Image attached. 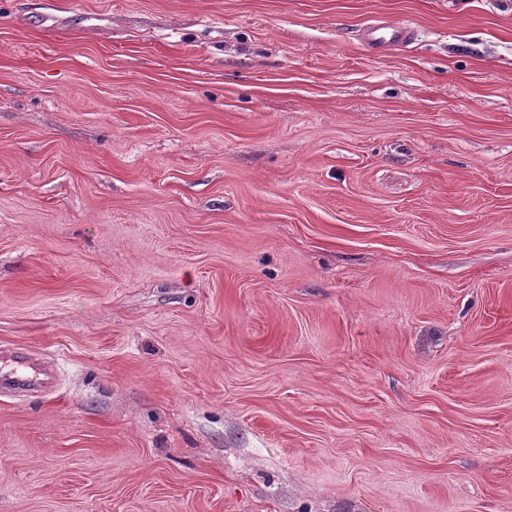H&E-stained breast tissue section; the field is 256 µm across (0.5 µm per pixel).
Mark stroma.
Returning <instances> with one entry per match:
<instances>
[{"label":"stroma","mask_w":512,"mask_h":512,"mask_svg":"<svg viewBox=\"0 0 512 512\" xmlns=\"http://www.w3.org/2000/svg\"><path fill=\"white\" fill-rule=\"evenodd\" d=\"M14 353L0 512H512V0H0ZM360 40L374 53L407 44L414 40V28L402 21L376 20L360 31Z\"/></svg>","instance_id":"obj_1"}]
</instances>
